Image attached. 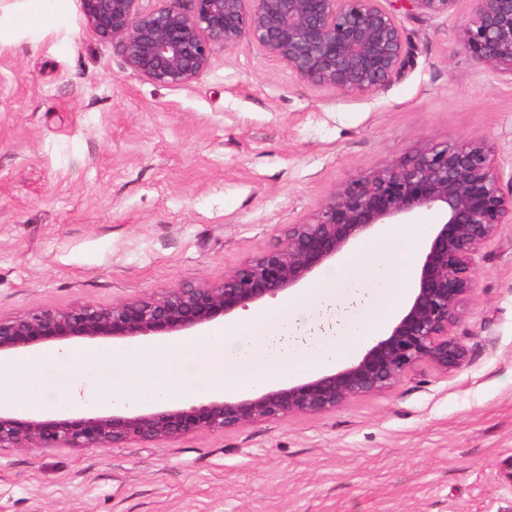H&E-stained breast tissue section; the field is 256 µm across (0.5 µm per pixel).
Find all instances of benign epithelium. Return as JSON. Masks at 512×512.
I'll return each instance as SVG.
<instances>
[{
    "label": "benign epithelium",
    "instance_id": "benign-epithelium-1",
    "mask_svg": "<svg viewBox=\"0 0 512 512\" xmlns=\"http://www.w3.org/2000/svg\"><path fill=\"white\" fill-rule=\"evenodd\" d=\"M80 0L87 26L119 43L133 74L181 88L196 82L219 51L255 47L318 87L367 94L400 78L413 53L395 14L380 0ZM427 14L455 0H412ZM459 33L477 63L512 77V0H473ZM421 209L434 225L417 261L415 285L401 315L353 362L304 381L187 408L155 407L112 414L34 419L0 410L6 448H118L156 445L199 432L264 423L292 414H323L351 399L395 387L427 365L462 367L467 349L452 334L463 299L474 289L477 258L501 225L512 223L495 150L486 140L426 146L335 191L313 221L290 224L282 244L245 261L219 282L188 284L107 308L81 304L0 317V353L49 341L196 331L305 285L381 224Z\"/></svg>",
    "mask_w": 512,
    "mask_h": 512
}]
</instances>
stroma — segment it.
I'll use <instances>...</instances> for the list:
<instances>
[{"instance_id": "35a3bbf8", "label": "stroma", "mask_w": 512, "mask_h": 512, "mask_svg": "<svg viewBox=\"0 0 512 512\" xmlns=\"http://www.w3.org/2000/svg\"><path fill=\"white\" fill-rule=\"evenodd\" d=\"M396 14L414 64L368 94L317 87L255 48L184 88L140 79L60 0H0V314L108 307L279 246L351 178L483 138L512 194V80L459 45L472 0ZM431 367L335 411L162 445L0 451V512H512V223L485 249Z\"/></svg>"}]
</instances>
